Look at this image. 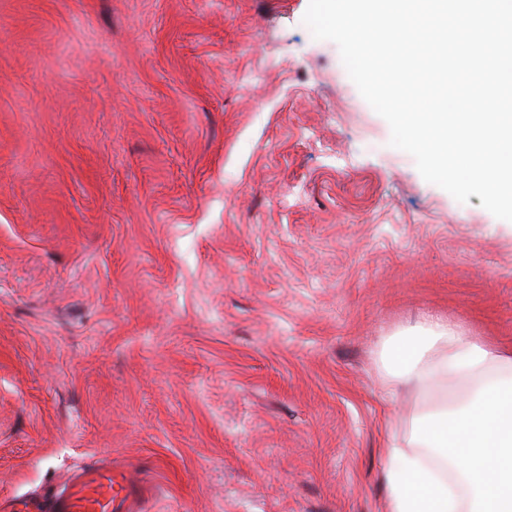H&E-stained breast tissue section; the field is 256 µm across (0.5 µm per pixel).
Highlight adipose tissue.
I'll list each match as a JSON object with an SVG mask.
<instances>
[{"label": "adipose tissue", "instance_id": "obj_1", "mask_svg": "<svg viewBox=\"0 0 512 512\" xmlns=\"http://www.w3.org/2000/svg\"><path fill=\"white\" fill-rule=\"evenodd\" d=\"M388 395L424 409L387 424L390 512H512V352L429 318L379 342Z\"/></svg>", "mask_w": 512, "mask_h": 512}]
</instances>
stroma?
Masks as SVG:
<instances>
[{"mask_svg": "<svg viewBox=\"0 0 512 512\" xmlns=\"http://www.w3.org/2000/svg\"><path fill=\"white\" fill-rule=\"evenodd\" d=\"M307 7L0 0V512L106 462L145 512H388L379 337L512 348V222Z\"/></svg>", "mask_w": 512, "mask_h": 512, "instance_id": "35a3bbf8", "label": "stroma"}]
</instances>
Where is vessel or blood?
I'll return each instance as SVG.
<instances>
[{
	"mask_svg": "<svg viewBox=\"0 0 512 512\" xmlns=\"http://www.w3.org/2000/svg\"><path fill=\"white\" fill-rule=\"evenodd\" d=\"M142 486L104 465L75 476L55 502L37 503L27 512H142Z\"/></svg>",
	"mask_w": 512,
	"mask_h": 512,
	"instance_id": "b4317fda",
	"label": "vessel or blood"
}]
</instances>
